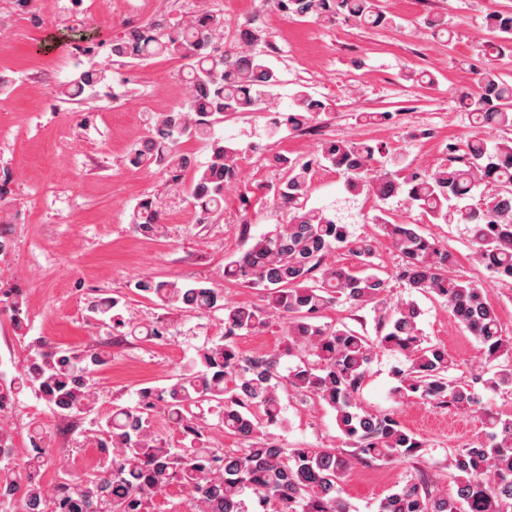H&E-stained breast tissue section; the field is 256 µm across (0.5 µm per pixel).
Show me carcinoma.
I'll return each mask as SVG.
<instances>
[{"label":"carcinoma","instance_id":"1","mask_svg":"<svg viewBox=\"0 0 512 512\" xmlns=\"http://www.w3.org/2000/svg\"><path fill=\"white\" fill-rule=\"evenodd\" d=\"M279 11L320 25L334 26L342 19L357 26L378 27L395 22L379 0H275ZM424 27L439 37L451 36L447 16L426 14ZM486 28L499 42L479 47V55L499 56L512 42V13L493 12ZM224 13L207 0L173 28L149 24L127 29L112 39L109 57L114 62L141 63L165 56L182 62L185 101L158 112L150 133L135 144L128 164L155 168L178 190L185 172L194 174L189 196L198 223L207 224L223 208L225 192L242 174L245 150L217 135L224 117L267 112L278 72L267 62L273 48L256 50L260 30L241 31L240 45H226ZM472 87L459 104L471 117L475 132L463 143L447 147V163L421 169L403 153L387 154L366 142L329 140L314 159L300 161L283 154L271 164L283 171L273 188L274 201L288 210L286 224H276L255 237L238 256L224 263V280L261 291L258 303L237 304L224 291L204 283L155 281L145 278L135 288L165 309L180 312L221 313L223 331L199 348L169 379V383L137 391L132 405L115 404L85 436L98 450L95 469L74 476L64 462L52 456L45 428L28 427L30 449L16 459L12 438L0 427V505L22 503L23 512H152L156 497L171 486L184 493L188 512H248L244 497L252 493L260 505L275 512H354L344 497L343 484L352 463L410 461L420 456L425 443L389 414L362 409L357 396L366 379L373 349L400 354L409 362L397 370L401 399H422L460 410H477L480 398L473 387L448 379L456 360L448 350L423 345L421 310L413 302L387 306L388 279L373 261L369 240L350 231L346 217L323 207H307L311 182L319 167L330 166L345 177V190L356 197L364 192L380 202L375 216L402 257L399 278L422 295L436 296L448 305L455 320L481 344L485 360L512 357V336L504 334L496 309L472 281L449 274L453 256L426 235L421 226L389 219L388 201L402 196L410 206L430 217L433 224L466 227L475 259L500 280H512V139L492 132L512 130V82L486 60L474 70ZM106 68H89L63 84L62 95L95 93L106 84ZM335 103L301 85L286 112H274L269 133H292L334 115ZM189 141L205 142L210 158L193 166L181 150ZM482 195L478 207L468 204ZM129 224L143 237L163 233L161 202L146 196L131 209ZM345 247L356 258L351 268L327 258ZM338 302L358 308L372 305L379 313L375 338L346 325H321L315 319ZM0 304L11 312L18 330L25 327L26 298L20 288L0 290ZM121 298L97 294L86 306L88 318L114 330L127 325L120 313ZM285 323L288 350L315 357L284 376L280 355L247 356L236 339L256 334L272 322ZM111 354L100 348L46 349L29 347L23 373L9 390L0 389V417L14 390L27 388L61 416L87 415L97 403L94 374ZM298 395H312L336 412V423L346 437L348 453L334 448H285L264 434L282 423L280 386ZM485 388L496 392L512 387V364L497 365ZM217 411L224 432L250 442L228 455L211 441L209 424L200 408ZM158 413L179 429L174 445L159 437L152 420ZM487 432L483 441L463 448L451 459L454 492L431 491L424 479L410 481L388 495L378 512H512V412H484ZM55 465L57 482L45 486L41 472Z\"/></svg>","mask_w":512,"mask_h":512}]
</instances>
